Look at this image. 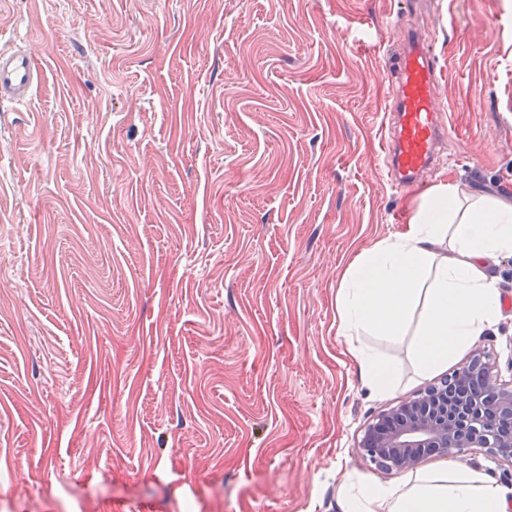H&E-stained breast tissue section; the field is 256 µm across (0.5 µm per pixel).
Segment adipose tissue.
I'll use <instances>...</instances> for the list:
<instances>
[{"mask_svg": "<svg viewBox=\"0 0 512 512\" xmlns=\"http://www.w3.org/2000/svg\"><path fill=\"white\" fill-rule=\"evenodd\" d=\"M512 256V196L430 187L408 230L364 250L339 286L340 331L369 387L390 392L398 367L360 345L365 335H413L422 371H434L497 322L501 300L489 259ZM349 512H512L489 476L448 465L389 485H364Z\"/></svg>", "mask_w": 512, "mask_h": 512, "instance_id": "obj_1", "label": "adipose tissue"}]
</instances>
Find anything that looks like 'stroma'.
<instances>
[{"mask_svg": "<svg viewBox=\"0 0 512 512\" xmlns=\"http://www.w3.org/2000/svg\"><path fill=\"white\" fill-rule=\"evenodd\" d=\"M450 72L430 182L512 192V0H0L42 69L0 99V512H345L372 391L338 331L352 260L420 200L384 180L397 28ZM475 343L512 379V256Z\"/></svg>", "mask_w": 512, "mask_h": 512, "instance_id": "obj_1", "label": "stroma"}]
</instances>
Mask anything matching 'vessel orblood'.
I'll return each mask as SVG.
<instances>
[{
  "mask_svg": "<svg viewBox=\"0 0 512 512\" xmlns=\"http://www.w3.org/2000/svg\"><path fill=\"white\" fill-rule=\"evenodd\" d=\"M390 64L396 77L381 121L383 162L392 184L418 186L439 163L447 134L438 69L428 42L406 32ZM41 71L30 54L0 49V99L25 101L39 83Z\"/></svg>",
  "mask_w": 512,
  "mask_h": 512,
  "instance_id": "1",
  "label": "vessel or blood"
}]
</instances>
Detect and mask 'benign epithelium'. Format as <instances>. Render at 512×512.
Here are the masks:
<instances>
[{"instance_id": "1", "label": "benign epithelium", "mask_w": 512, "mask_h": 512, "mask_svg": "<svg viewBox=\"0 0 512 512\" xmlns=\"http://www.w3.org/2000/svg\"><path fill=\"white\" fill-rule=\"evenodd\" d=\"M468 370L481 372L485 385L450 399L444 382L402 401L367 430L362 455L388 473L412 470L432 454L465 461L473 448L512 464V381L498 379L479 349L455 377Z\"/></svg>"}]
</instances>
